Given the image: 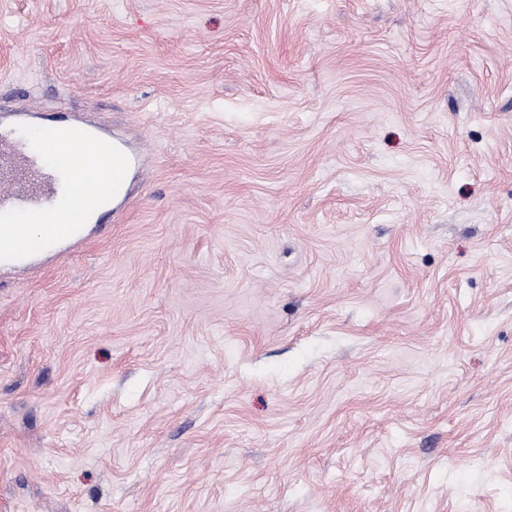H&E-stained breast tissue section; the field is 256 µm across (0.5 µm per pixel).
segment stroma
<instances>
[{
  "mask_svg": "<svg viewBox=\"0 0 512 512\" xmlns=\"http://www.w3.org/2000/svg\"><path fill=\"white\" fill-rule=\"evenodd\" d=\"M512 0H0V113L141 165L0 269V512H512Z\"/></svg>",
  "mask_w": 512,
  "mask_h": 512,
  "instance_id": "35a3bbf8",
  "label": "stroma"
}]
</instances>
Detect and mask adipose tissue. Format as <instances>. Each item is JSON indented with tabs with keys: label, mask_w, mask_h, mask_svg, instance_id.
Instances as JSON below:
<instances>
[{
	"label": "adipose tissue",
	"mask_w": 512,
	"mask_h": 512,
	"mask_svg": "<svg viewBox=\"0 0 512 512\" xmlns=\"http://www.w3.org/2000/svg\"><path fill=\"white\" fill-rule=\"evenodd\" d=\"M43 151L49 156L65 154L74 162L75 177L67 187L70 215H81L95 196L106 192L112 180V168L117 159L109 146L89 152L60 136L45 142ZM67 225L48 219L41 224H0V266H13L16 259L25 257L32 249L52 243H66Z\"/></svg>",
	"instance_id": "adipose-tissue-1"
}]
</instances>
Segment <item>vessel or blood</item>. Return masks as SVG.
I'll list each match as a JSON object with an SVG mask.
<instances>
[{
	"label": "vessel or blood",
	"instance_id": "obj_1",
	"mask_svg": "<svg viewBox=\"0 0 512 512\" xmlns=\"http://www.w3.org/2000/svg\"><path fill=\"white\" fill-rule=\"evenodd\" d=\"M68 136L75 141L93 145L110 142L114 153L123 156V171L113 173V189L96 199L91 209L85 211L84 225L98 224L122 209L126 201L123 188L124 175L132 171L136 157L129 151L124 139L110 137L104 129L70 118L65 126ZM73 170L66 159H53L46 164L38 163L32 153L12 136L0 134V223L36 224L44 214L52 211L58 197L60 180L72 176ZM82 229L76 230L73 242L85 237Z\"/></svg>",
	"mask_w": 512,
	"mask_h": 512
}]
</instances>
